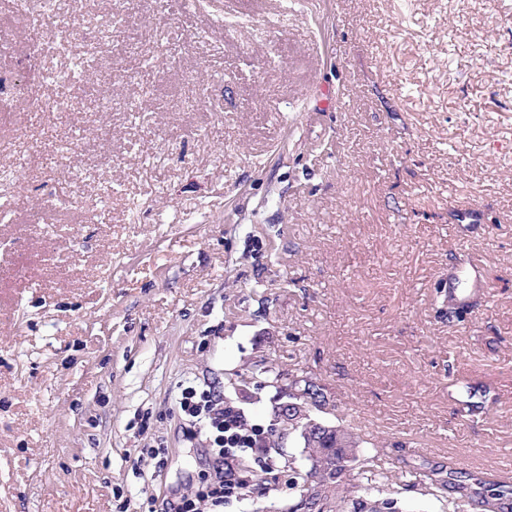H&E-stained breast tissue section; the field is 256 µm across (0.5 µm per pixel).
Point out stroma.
<instances>
[{"label": "stroma", "mask_w": 512, "mask_h": 512, "mask_svg": "<svg viewBox=\"0 0 512 512\" xmlns=\"http://www.w3.org/2000/svg\"><path fill=\"white\" fill-rule=\"evenodd\" d=\"M112 7L143 49L99 63L137 64L128 82L76 112L0 97V161L59 127L71 149L0 187V512H149L203 485L178 398L213 384L270 426L267 367L317 378L364 456L512 466V0ZM93 165L111 193L77 177ZM274 457L240 461L271 468L266 494L200 512L282 506Z\"/></svg>", "instance_id": "stroma-1"}]
</instances>
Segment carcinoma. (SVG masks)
<instances>
[{"label":"carcinoma","instance_id":"1","mask_svg":"<svg viewBox=\"0 0 512 512\" xmlns=\"http://www.w3.org/2000/svg\"><path fill=\"white\" fill-rule=\"evenodd\" d=\"M269 373L279 389L270 429L272 447L296 489L295 499L311 490L317 512H405L399 500L384 491L387 469L363 457L361 436L324 419L330 400L317 379L272 369ZM285 438L299 445V453L279 445ZM354 470L358 481L350 486L346 477ZM405 477L418 480L433 496L449 493L452 512H512V482L485 472L460 471L450 462L446 471L412 468Z\"/></svg>","mask_w":512,"mask_h":512}]
</instances>
